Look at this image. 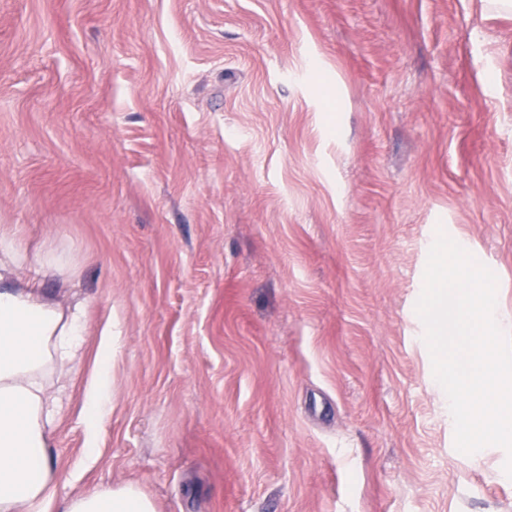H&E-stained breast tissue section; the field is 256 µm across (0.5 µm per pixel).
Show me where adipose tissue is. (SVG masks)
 I'll list each match as a JSON object with an SVG mask.
<instances>
[{"label":"adipose tissue","instance_id":"obj_1","mask_svg":"<svg viewBox=\"0 0 512 512\" xmlns=\"http://www.w3.org/2000/svg\"><path fill=\"white\" fill-rule=\"evenodd\" d=\"M26 256L0 233V512H157L134 482L60 495L51 454L66 383L83 357L82 304L63 306L15 274ZM116 338L101 336L97 368L82 403L89 453L112 396Z\"/></svg>","mask_w":512,"mask_h":512}]
</instances>
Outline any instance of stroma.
<instances>
[{
    "label": "stroma",
    "instance_id": "obj_1",
    "mask_svg": "<svg viewBox=\"0 0 512 512\" xmlns=\"http://www.w3.org/2000/svg\"><path fill=\"white\" fill-rule=\"evenodd\" d=\"M86 305L60 491L158 512H512L415 311L437 231L512 317V15L481 0H0V227ZM113 405L88 459L99 341Z\"/></svg>",
    "mask_w": 512,
    "mask_h": 512
}]
</instances>
